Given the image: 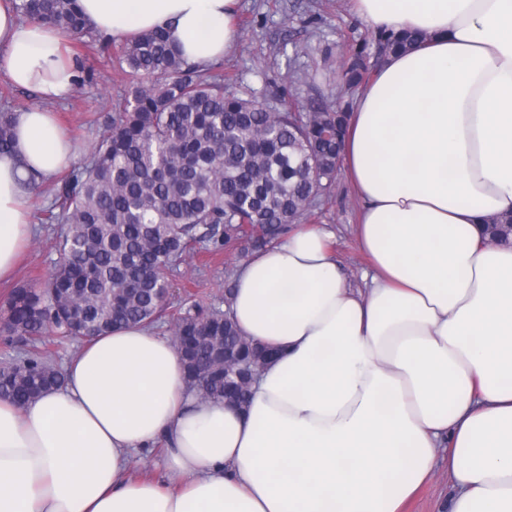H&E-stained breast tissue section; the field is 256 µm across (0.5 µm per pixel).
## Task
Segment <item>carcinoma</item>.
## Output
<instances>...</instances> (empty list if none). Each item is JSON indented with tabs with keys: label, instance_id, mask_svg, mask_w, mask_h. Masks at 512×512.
Instances as JSON below:
<instances>
[{
	"label": "carcinoma",
	"instance_id": "obj_1",
	"mask_svg": "<svg viewBox=\"0 0 512 512\" xmlns=\"http://www.w3.org/2000/svg\"><path fill=\"white\" fill-rule=\"evenodd\" d=\"M28 21L72 36L93 32L77 0H18ZM413 32L380 31L378 53L404 52ZM367 45L341 67L350 88L372 74ZM121 71L131 99L105 116L90 159L64 176L43 221L67 224L60 258L42 285L12 289L0 335L33 348L0 367V392L26 406L40 388L61 383L48 355L36 347L57 328L97 336L112 328L152 327L164 316L166 274L198 249L220 252L240 244L244 257L291 232L330 192L340 168L349 103L313 100L299 110L264 94L243 98L220 73L188 63L155 29L126 40ZM12 112L0 111V151L10 147ZM490 239L512 236V215L486 219ZM173 344L198 385L215 351H236L231 373L214 374L210 400L248 403L251 375L274 356L271 347L240 335L228 312L193 303L173 324Z\"/></svg>",
	"mask_w": 512,
	"mask_h": 512
}]
</instances>
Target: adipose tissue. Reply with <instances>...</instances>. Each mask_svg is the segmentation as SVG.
<instances>
[{"instance_id":"ef3b65f1","label":"adipose tissue","mask_w":512,"mask_h":512,"mask_svg":"<svg viewBox=\"0 0 512 512\" xmlns=\"http://www.w3.org/2000/svg\"><path fill=\"white\" fill-rule=\"evenodd\" d=\"M239 0H79L124 38L163 29L207 66L237 41ZM374 32L426 39L388 56L350 110L341 166L371 264L347 284L335 232L304 224L236 272L241 332L276 346L240 411L202 399L149 327L83 343L64 384L0 400V512H403L446 449L451 512H512V0H352ZM80 62L0 0V74L33 91L0 153V279L33 232L36 186L76 160L50 106ZM165 443L164 479L133 461ZM491 240L506 242L512 234V215H493L486 219Z\"/></svg>"}]
</instances>
